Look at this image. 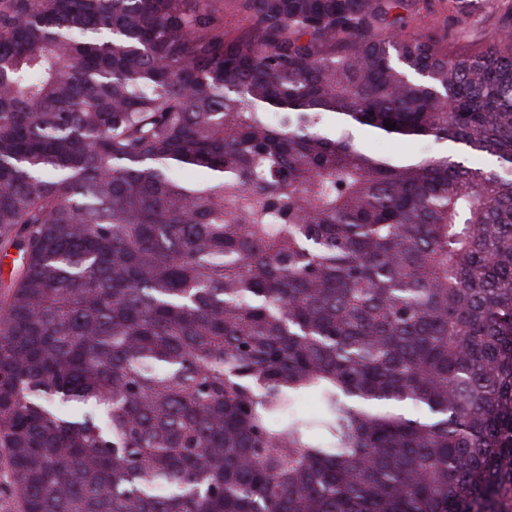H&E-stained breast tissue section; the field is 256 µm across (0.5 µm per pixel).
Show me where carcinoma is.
I'll use <instances>...</instances> for the list:
<instances>
[{
  "instance_id": "obj_1",
  "label": "carcinoma",
  "mask_w": 512,
  "mask_h": 512,
  "mask_svg": "<svg viewBox=\"0 0 512 512\" xmlns=\"http://www.w3.org/2000/svg\"><path fill=\"white\" fill-rule=\"evenodd\" d=\"M240 2L0 0L23 512H512V15ZM211 3L216 15L224 21V31L235 35L248 26L249 21L239 0H213ZM406 32L430 37L451 50L486 46L501 18L512 13V0H477L470 15L448 12V0H415ZM366 145L372 152L401 156H415L430 153L438 149L432 142L397 141L388 138L368 136ZM321 413V403L315 392L302 394L295 402L292 414L303 419L315 421Z\"/></svg>"
}]
</instances>
